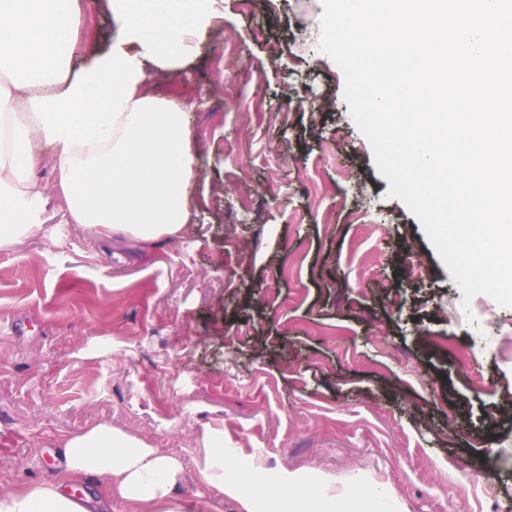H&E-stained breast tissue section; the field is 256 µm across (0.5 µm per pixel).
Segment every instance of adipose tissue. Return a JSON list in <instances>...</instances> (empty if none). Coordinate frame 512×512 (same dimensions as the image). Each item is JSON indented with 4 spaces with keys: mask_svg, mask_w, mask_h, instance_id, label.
Here are the masks:
<instances>
[{
    "mask_svg": "<svg viewBox=\"0 0 512 512\" xmlns=\"http://www.w3.org/2000/svg\"><path fill=\"white\" fill-rule=\"evenodd\" d=\"M215 0H105L112 45L79 70L74 0H0V248L43 231V196L28 179L40 143L57 159L70 214L146 243L180 236L192 220L196 138L187 103L154 94L155 74L184 70L206 36ZM204 479L238 496L225 476L224 434L206 435ZM56 480L0 491V512H110L113 497L143 512H185L172 491L182 464L107 424L69 435ZM272 512H396L391 492L288 480Z\"/></svg>",
    "mask_w": 512,
    "mask_h": 512,
    "instance_id": "adipose-tissue-1",
    "label": "adipose tissue"
}]
</instances>
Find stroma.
Segmentation results:
<instances>
[{
    "mask_svg": "<svg viewBox=\"0 0 512 512\" xmlns=\"http://www.w3.org/2000/svg\"><path fill=\"white\" fill-rule=\"evenodd\" d=\"M78 3L106 50L103 0ZM322 12L216 0L186 71L152 78L201 148L179 238L74 223L41 151L46 230L0 249V490L52 480L67 436L109 424L181 461L189 512H241L200 474L209 430L270 497L293 474L386 486L403 512L512 505V307L464 302L388 196Z\"/></svg>",
    "mask_w": 512,
    "mask_h": 512,
    "instance_id": "stroma-1",
    "label": "stroma"
}]
</instances>
